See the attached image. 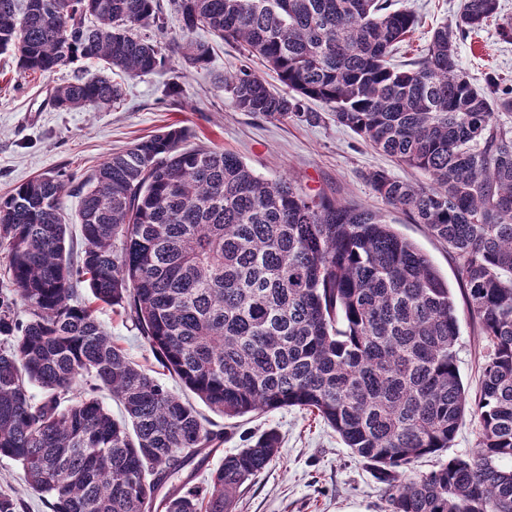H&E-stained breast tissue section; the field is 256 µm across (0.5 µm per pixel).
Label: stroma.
Returning <instances> with one entry per match:
<instances>
[{"mask_svg":"<svg viewBox=\"0 0 512 512\" xmlns=\"http://www.w3.org/2000/svg\"><path fill=\"white\" fill-rule=\"evenodd\" d=\"M393 2L418 18L415 31L400 43L394 56L395 63L402 64L424 53L434 29L453 20L462 0ZM193 37L212 43L214 57L208 67L187 69L175 58L163 68L126 81L120 104L71 112L57 111L49 104L52 88L100 73L102 63L78 58L56 73L39 76L24 73L11 55L0 54V197L50 170L82 179L106 154L177 124L191 130V144L234 152L262 178L285 177L310 194L385 212L389 223L432 258L450 288H457V268L447 246L432 237L425 225L385 207L365 179L367 172L383 169L393 177L415 181L420 172L374 150L336 123L317 101L306 104L308 111L319 115L313 122L295 117L272 121L236 111L224 89V76L240 67L242 53L204 29ZM458 55L463 72L477 87H484L487 76L494 73L512 81V43L500 40L497 21L459 41ZM457 316L456 363L464 386L473 394L479 387L485 352L465 304H458ZM97 318L132 359L157 369L149 346L124 315L103 305ZM199 411L228 430L222 454L211 456L198 472L195 483L199 486L221 463L223 454L235 452L251 435L272 429L280 437L276 461L243 486L236 512H384L381 484L351 456L336 432L313 415L286 408L227 420L204 405Z\"/></svg>","mask_w":512,"mask_h":512,"instance_id":"1","label":"stroma"}]
</instances>
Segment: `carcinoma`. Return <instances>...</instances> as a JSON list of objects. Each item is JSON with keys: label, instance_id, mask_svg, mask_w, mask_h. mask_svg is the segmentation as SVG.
Listing matches in <instances>:
<instances>
[{"label": "carcinoma", "instance_id": "carcinoma-1", "mask_svg": "<svg viewBox=\"0 0 512 512\" xmlns=\"http://www.w3.org/2000/svg\"><path fill=\"white\" fill-rule=\"evenodd\" d=\"M181 64L202 68L207 29L278 75L225 80L239 112L282 120L326 105L425 183L373 170L389 207L448 245L486 345L469 397L456 365V303L430 256L378 212L265 180L171 125L112 152L79 182L39 175L0 198V250L15 296L0 299V458L50 512H235L239 489L277 457L272 430L213 469L223 444L197 407L136 364L98 321L118 306L158 363L226 419L296 407L315 414L383 485L386 512H512V86H474L457 40L498 14L464 0L408 69L389 57L417 20L392 0H170ZM157 0H0V53L51 74L98 59L134 79L170 61ZM105 74L53 87L59 111L124 99ZM80 197L73 248L63 196ZM22 309L24 319L18 318ZM40 390L36 396L34 390ZM124 408L115 419L98 398ZM476 450L447 460L465 416ZM437 458L415 473L418 458ZM172 483L168 492L160 489ZM0 492V512H25Z\"/></svg>", "mask_w": 512, "mask_h": 512}]
</instances>
